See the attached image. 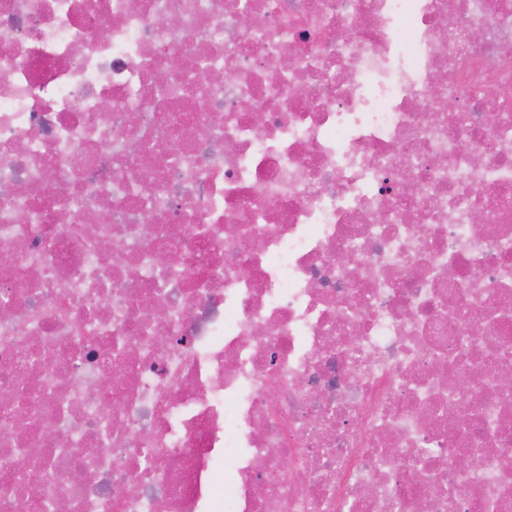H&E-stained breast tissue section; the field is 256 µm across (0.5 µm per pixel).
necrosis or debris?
Listing matches in <instances>:
<instances>
[{"instance_id": "necrosis-or-debris-1", "label": "necrosis or debris", "mask_w": 512, "mask_h": 512, "mask_svg": "<svg viewBox=\"0 0 512 512\" xmlns=\"http://www.w3.org/2000/svg\"><path fill=\"white\" fill-rule=\"evenodd\" d=\"M0 253V512H512V0H0Z\"/></svg>"}]
</instances>
